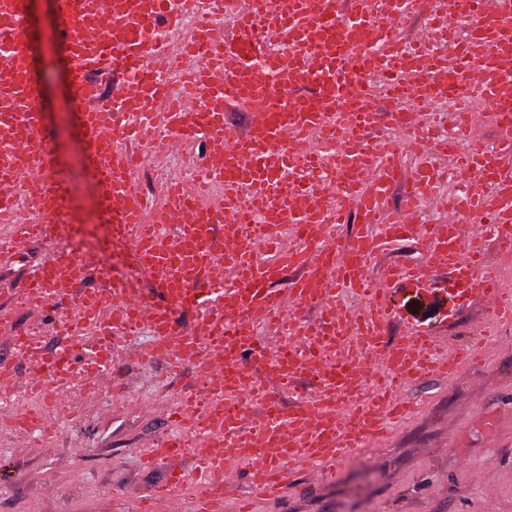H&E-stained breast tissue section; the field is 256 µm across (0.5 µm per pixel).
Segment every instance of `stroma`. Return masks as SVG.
Returning <instances> with one entry per match:
<instances>
[{"label":"stroma","mask_w":512,"mask_h":512,"mask_svg":"<svg viewBox=\"0 0 512 512\" xmlns=\"http://www.w3.org/2000/svg\"><path fill=\"white\" fill-rule=\"evenodd\" d=\"M29 31L40 44L34 71L43 86L38 106L42 133L54 159L82 203L92 234L82 244L96 250L105 236L98 201L84 187L79 131L68 123L78 107L66 80L63 42L48 0H33ZM208 149L195 143L177 152L148 150L136 186L161 202L173 167L196 166ZM53 251L48 243L18 244L0 256V357L13 353L15 335L39 333L45 347L61 346L55 313L27 314L11 298L33 267ZM447 270H428L422 289L393 292L396 315L386 329L397 343L412 329L432 330L453 346L467 344L486 319L478 296L453 298ZM165 360L144 366L118 362L122 391L106 407L87 403L73 438L55 435L41 449L0 429V512H133L139 499L164 482L169 466L142 468V453L169 433L168 419L183 395L205 381L188 361L181 375L165 374ZM414 411L393 425L388 439L356 450L321 479L298 461L288 470L283 496L257 512H512V329L502 330L480 359L456 380L439 378L407 390ZM82 495H72L74 486Z\"/></svg>","instance_id":"obj_1"}]
</instances>
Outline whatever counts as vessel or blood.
<instances>
[{
  "label": "vessel or blood",
  "instance_id": "vessel-or-blood-1",
  "mask_svg": "<svg viewBox=\"0 0 512 512\" xmlns=\"http://www.w3.org/2000/svg\"><path fill=\"white\" fill-rule=\"evenodd\" d=\"M55 0V12L75 101L84 103L80 124L97 185L108 187L105 206L113 241L127 246L131 262L154 280L158 298L133 291L108 277L97 291H76L77 318L59 317L69 346L43 353L56 379L80 374L87 395H94L112 372L113 332L125 326L147 331L150 346L141 358H165L171 370L183 365L201 343L177 316L194 309L209 314L224 305V284L215 275L225 268L234 284L235 318L213 327L209 338L224 359L203 367L201 375L220 376L225 392L215 395L198 420L203 446L222 454L199 455L193 512H224L231 490L229 462L251 450L261 477L237 512H252L255 499H273L284 486V471L297 457L316 470L344 459L355 448L375 445L391 423L410 415L408 385L431 377L460 376L476 360L480 345L449 348L429 332L414 347L383 340L394 315L390 292L417 281L410 268L393 264L382 277L371 263L403 240L420 221V204L440 198L447 174L431 161L455 154L459 188L448 199V230L433 231L425 265L448 269L456 282L486 303L489 318L482 336L512 324V290L502 287L484 258V242L467 224L488 226L505 251H512V0H497L492 14L483 0H448L447 12L432 0ZM230 15L231 37L214 36L216 19ZM29 0H0V219L18 198L35 197L46 219L14 224L10 241L57 243L81 236L86 225L57 175L42 135L38 110L42 88L32 69L27 38ZM424 26L405 40L397 30L412 18ZM191 21L181 43L168 41L170 29ZM464 32L447 43L448 23ZM374 66L373 81L356 80L363 65ZM121 67L135 73L126 90L102 96L98 76ZM385 99L384 118L402 136L380 140L381 117L365 108L369 97ZM450 102L461 127H472L478 113H491L505 134L490 151L456 154L452 137L435 134L423 111L435 101ZM232 108L255 110L258 120L246 132L228 122ZM164 117L160 135L176 147L220 139L223 151L202 158L205 172L189 191L173 176L162 205L131 190L140 165L134 147L141 132ZM318 137V150L295 151L294 143ZM416 160L404 176L401 154ZM336 167L339 192L331 200L298 206L291 183L298 171ZM403 188L397 219H388L387 198ZM265 199L254 212L253 199ZM355 211L360 230L349 241L331 227ZM235 218L239 234L219 238L214 226ZM294 225L286 241L285 225ZM68 257L38 266L25 285L27 310L40 314L62 297L56 271ZM297 277L290 298L274 284L283 271ZM114 308H107V301ZM318 311L314 320L306 311ZM283 327L288 342L270 348L255 334L253 319ZM309 354L294 367L297 352ZM383 353L385 371L367 375L366 362ZM260 364L259 372L244 367ZM316 381V396L285 410L281 395L301 380ZM258 400L262 415L243 428L241 405ZM14 428L49 433L55 419L46 413L20 412ZM185 484L179 469L168 482L138 503L139 512H162L177 503Z\"/></svg>",
  "mask_w": 512,
  "mask_h": 512
}]
</instances>
